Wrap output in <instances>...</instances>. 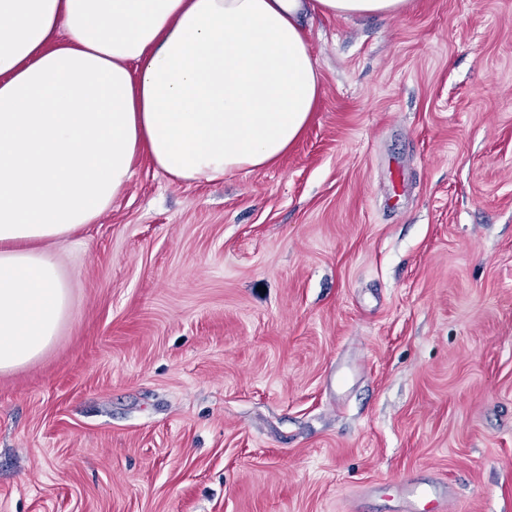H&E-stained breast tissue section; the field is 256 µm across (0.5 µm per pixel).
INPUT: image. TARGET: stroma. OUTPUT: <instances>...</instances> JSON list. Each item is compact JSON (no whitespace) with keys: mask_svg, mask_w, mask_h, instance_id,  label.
<instances>
[{"mask_svg":"<svg viewBox=\"0 0 512 512\" xmlns=\"http://www.w3.org/2000/svg\"><path fill=\"white\" fill-rule=\"evenodd\" d=\"M274 165L147 154L49 243L69 315L0 373V512H512V0L313 14ZM395 496L403 505L405 512H418L419 505L428 500L431 510L436 512L452 511L453 495L448 487L440 488L433 483H424L407 479L396 483Z\"/></svg>","mask_w":512,"mask_h":512,"instance_id":"35a3bbf8","label":"stroma"}]
</instances>
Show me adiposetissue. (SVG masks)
<instances>
[{"instance_id":"1","label":"adipose tissue","mask_w":512,"mask_h":512,"mask_svg":"<svg viewBox=\"0 0 512 512\" xmlns=\"http://www.w3.org/2000/svg\"><path fill=\"white\" fill-rule=\"evenodd\" d=\"M411 0H0V372L53 343L46 242L93 223L148 151L179 182L273 163L320 95L300 18Z\"/></svg>"}]
</instances>
